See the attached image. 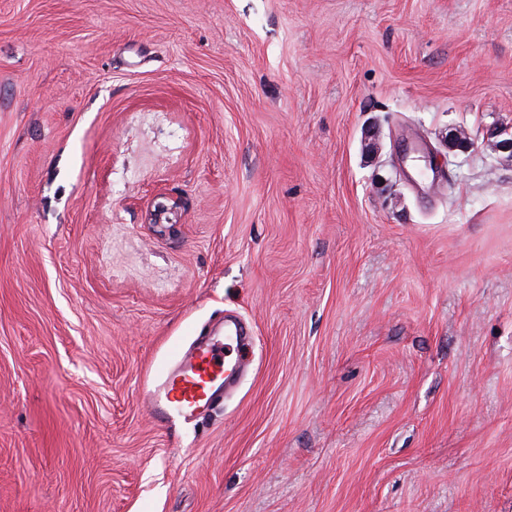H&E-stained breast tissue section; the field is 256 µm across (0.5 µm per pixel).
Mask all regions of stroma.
<instances>
[{"instance_id":"1","label":"stroma","mask_w":512,"mask_h":512,"mask_svg":"<svg viewBox=\"0 0 512 512\" xmlns=\"http://www.w3.org/2000/svg\"><path fill=\"white\" fill-rule=\"evenodd\" d=\"M509 136L512 0H0V512H512ZM250 333L247 321L240 319L178 350L173 363L144 392L154 420L159 424L189 423L222 403L248 367L240 358H224V338L240 346Z\"/></svg>"}]
</instances>
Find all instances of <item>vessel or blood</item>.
Wrapping results in <instances>:
<instances>
[{"instance_id":"obj_1","label":"vessel or blood","mask_w":512,"mask_h":512,"mask_svg":"<svg viewBox=\"0 0 512 512\" xmlns=\"http://www.w3.org/2000/svg\"><path fill=\"white\" fill-rule=\"evenodd\" d=\"M250 332L247 321L241 319L178 350L172 364L144 393L154 420L161 424L178 420L188 423L222 403L247 369L242 359L225 358L224 344L229 341L243 345Z\"/></svg>"}]
</instances>
